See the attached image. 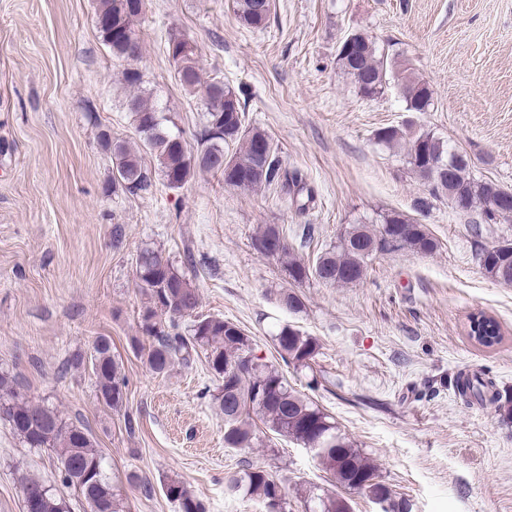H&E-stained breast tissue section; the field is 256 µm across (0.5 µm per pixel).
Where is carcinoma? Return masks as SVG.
Segmentation results:
<instances>
[{
    "instance_id": "cac0c4a2",
    "label": "carcinoma",
    "mask_w": 512,
    "mask_h": 512,
    "mask_svg": "<svg viewBox=\"0 0 512 512\" xmlns=\"http://www.w3.org/2000/svg\"><path fill=\"white\" fill-rule=\"evenodd\" d=\"M143 8L144 0H99L95 27L116 58L132 59V42L141 48L136 24ZM236 14L244 27L263 29L270 20L271 9L260 10V0H236ZM353 35L359 64H352L340 51L336 61L357 94L373 99L396 82L402 86L407 111H427L432 104V90L415 77L411 64L400 60L392 66L370 37L359 31ZM172 47L175 52L168 57L179 85L210 103L222 101L230 107L206 112L193 152L180 131L170 126L166 107L139 93L142 73L134 67L124 68L121 79L130 89L125 107L132 114L143 147L155 156L167 186L180 189L196 171L203 170L221 175L224 184L241 190L276 186L284 192L290 187L296 194L303 192L302 175L283 167L277 149L263 131L245 125V108L230 87L224 85V80L203 78L195 42L183 34L172 33L167 48ZM100 140L112 155L113 188L134 194L151 186L150 172L142 164L139 148L112 139L107 131ZM376 140L386 147L405 141L412 174L430 186L433 193L447 196L454 210H459V200L464 199L466 206L462 212L478 211L486 224L512 220V204L498 205L504 189L475 178L467 155L447 141L429 131L407 133L393 126L379 129ZM432 160L453 165L451 175L434 178L428 169ZM281 232L279 225L265 224L255 233L252 245L262 255L277 259L294 284L313 279L331 286L355 285L365 278L368 264L378 255L398 251L430 255L438 248L426 225L398 212L385 214L379 224L346 225L337 236L336 245L307 263L285 237L278 248L264 251L265 242L278 239ZM477 260L489 279L512 285V246L505 249L498 244L485 248L477 254ZM195 265L190 252L185 254L182 269L151 248L142 250L137 257L136 276L147 296L140 311L139 330L151 340L146 353L149 369L166 374L177 364H189L194 353L203 352L208 367L221 381L212 401L224 415L225 447H252L258 440L259 421L272 433L312 449L319 465L344 489L387 503L384 512H403L406 503L394 500L388 486L377 480L373 461L353 447L332 417L293 389L275 364L257 355L253 339L244 330L219 317L197 315L201 294L188 276ZM468 333L481 345L491 347L499 342L501 328L492 315L479 311L470 315ZM275 345L282 362L296 368L310 367L318 354L315 339L289 325L275 336ZM91 360L98 400L112 408L122 406L128 382L112 355L108 337L94 340ZM14 385L8 374H0V420L7 422L28 447L54 451L61 482L78 490L86 501L95 503V512H122L105 473L104 458L94 448L88 430L67 422L55 408L22 398ZM455 387L460 394L471 392L480 402L498 403L502 399L494 382L476 373L458 374ZM23 486L36 497L35 512H68L65 499L41 480L25 477ZM226 490L258 498L265 512H288V491L265 469L249 468L231 476ZM163 491L178 503L180 512H207L205 504L180 480L167 481ZM304 502L308 512H350V505L342 496L309 494Z\"/></svg>"
}]
</instances>
